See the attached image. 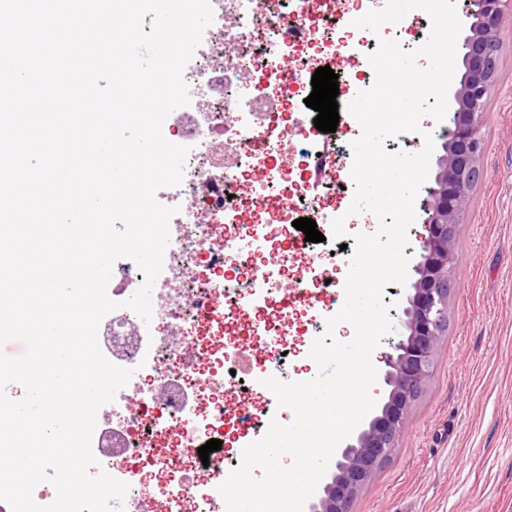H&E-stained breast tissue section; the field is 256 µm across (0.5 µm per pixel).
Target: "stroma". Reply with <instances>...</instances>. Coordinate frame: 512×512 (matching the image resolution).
I'll return each mask as SVG.
<instances>
[{
  "label": "stroma",
  "mask_w": 512,
  "mask_h": 512,
  "mask_svg": "<svg viewBox=\"0 0 512 512\" xmlns=\"http://www.w3.org/2000/svg\"><path fill=\"white\" fill-rule=\"evenodd\" d=\"M483 178L458 228L448 332L390 461L353 512H512V29L484 114ZM410 285L387 283L392 354Z\"/></svg>",
  "instance_id": "35a3bbf8"
}]
</instances>
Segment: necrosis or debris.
Returning a JSON list of instances; mask_svg holds the SVG:
<instances>
[{"instance_id":"1","label":"necrosis or debris","mask_w":512,"mask_h":512,"mask_svg":"<svg viewBox=\"0 0 512 512\" xmlns=\"http://www.w3.org/2000/svg\"><path fill=\"white\" fill-rule=\"evenodd\" d=\"M386 5L212 0L213 22L183 71L190 102L168 119V141L189 152L182 183L169 191L178 212L154 284L155 317L143 322L126 307L144 275L121 258L111 277L118 307L103 319L123 347L101 352L134 371L104 422L108 471L129 487L123 512H141L150 484L155 512H224L218 487L228 471L199 470L197 448L230 428L228 404L242 426L274 415L268 404L253 410L241 341L292 335L296 306L335 301V256L307 263L290 230L322 150L301 110L302 77L370 45L368 34L352 45L343 32ZM267 248L280 259L273 273L259 260Z\"/></svg>"}]
</instances>
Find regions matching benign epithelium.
<instances>
[{"label":"benign epithelium","mask_w":512,"mask_h":512,"mask_svg":"<svg viewBox=\"0 0 512 512\" xmlns=\"http://www.w3.org/2000/svg\"><path fill=\"white\" fill-rule=\"evenodd\" d=\"M465 17L463 72L453 94L454 127L436 160L434 186L423 203V256L403 310L404 334L395 345L396 354L385 359L387 399L353 442L336 449L308 512H351L364 485L392 457L447 333L448 300L458 287L457 232L470 206L468 187L480 180L481 127L500 67L501 34L512 24V0H468Z\"/></svg>","instance_id":"1"}]
</instances>
